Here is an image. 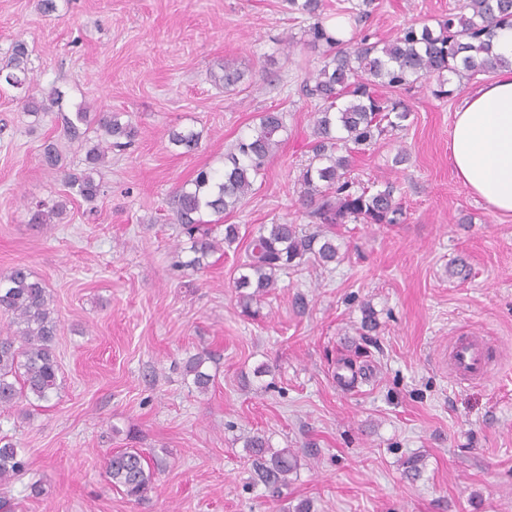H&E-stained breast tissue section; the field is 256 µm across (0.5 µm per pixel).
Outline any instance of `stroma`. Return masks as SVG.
<instances>
[{
    "instance_id": "obj_1",
    "label": "stroma",
    "mask_w": 512,
    "mask_h": 512,
    "mask_svg": "<svg viewBox=\"0 0 512 512\" xmlns=\"http://www.w3.org/2000/svg\"><path fill=\"white\" fill-rule=\"evenodd\" d=\"M461 3L373 0L365 28L385 40ZM55 4L47 16L39 0H0V67L20 35L36 79L0 87V274L23 264L46 284L63 378L49 401L0 407V439L30 463L0 496L17 512H294L303 501L311 512H512V216L454 172L459 94L435 96L433 80L398 91L412 109L404 129L354 157L349 176L361 186L396 184L402 223L339 225L336 261L280 274L247 317L233 279L252 232L311 225L298 191L314 105L299 87L322 51L303 42L308 19L284 0ZM227 62L245 72L230 93L213 81ZM53 90L59 104L31 110ZM269 109L286 115L280 148L252 193L210 218L238 225V240L205 269L177 267L188 240L169 219L172 191L200 168H223ZM81 110L118 113L137 129L94 171L91 202L41 162L52 140L67 170L84 172V149L64 133ZM172 128L201 132L197 151L170 144ZM52 201L62 213L31 223L36 204ZM365 305L378 321L367 341ZM465 331L494 338V368L460 386L448 343ZM203 351L213 380L202 393L185 363ZM345 358L370 379L338 386ZM257 434L298 458L282 496H270L244 446ZM124 448L156 473L143 500L107 481L105 458Z\"/></svg>"
}]
</instances>
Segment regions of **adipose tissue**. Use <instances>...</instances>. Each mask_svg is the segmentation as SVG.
Here are the masks:
<instances>
[{"instance_id": "1", "label": "adipose tissue", "mask_w": 512, "mask_h": 512, "mask_svg": "<svg viewBox=\"0 0 512 512\" xmlns=\"http://www.w3.org/2000/svg\"><path fill=\"white\" fill-rule=\"evenodd\" d=\"M450 156L469 192L512 216V73L464 95L454 114Z\"/></svg>"}]
</instances>
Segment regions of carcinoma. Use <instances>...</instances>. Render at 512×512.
Returning <instances> with one entry per match:
<instances>
[{"mask_svg": "<svg viewBox=\"0 0 512 512\" xmlns=\"http://www.w3.org/2000/svg\"><path fill=\"white\" fill-rule=\"evenodd\" d=\"M288 12L312 19L305 30L307 43L323 49L319 69L300 85L303 97L315 102L312 116V161L300 179L299 205L318 224L306 232L296 224H262L252 236L239 265L235 281L242 311L251 312L254 300L269 295L279 274L308 260L322 266L336 261L335 234L322 225H392L403 218L397 188L390 182L373 192L347 177L354 155L373 144L385 132L403 127L410 114L404 101L386 97L378 90L394 91L423 83L435 76L438 89L433 94L448 96L445 85L452 79L470 80L477 75L512 71V59L493 50L499 34L512 28V0H463L459 12L450 13L433 29L427 24L407 23L385 41L351 34L343 40L325 26L322 0H285ZM29 64L26 40L18 37L11 46L8 64L0 68V82L20 88L35 81ZM245 72L227 63L217 80L231 92L244 80ZM98 129L105 138L87 149L85 162L95 168L114 147L131 144L136 136L131 123L118 115L98 113ZM88 113L78 112L66 119L65 133L73 141H88ZM287 132L283 113L266 111L257 125L240 136L224 157V172L200 169L190 183L178 187L169 198L175 223L190 241L193 257L177 263L179 268L203 269L216 249L213 227L203 215H221L235 208L252 191L267 161L282 144ZM172 144L190 153L200 144L193 130L169 134ZM68 185L78 189L83 199L92 201L101 186L91 173H68ZM63 209V203L36 206L33 224H49ZM0 313L11 318L13 333L0 336V407H19L34 400L48 401L62 387L54 351L58 321L51 308V294L45 284L25 265H16L0 275ZM212 359L209 352L190 358L185 365L192 384L205 391L211 374L204 369ZM264 484L272 494H281L288 475L297 466L288 449L275 450L263 436L246 442ZM28 462L16 445H0V484L23 474ZM109 483L135 501L141 499L154 480V472L134 449L112 453L106 461Z\"/></svg>", "mask_w": 512, "mask_h": 512, "instance_id": "obj_1", "label": "carcinoma"}]
</instances>
